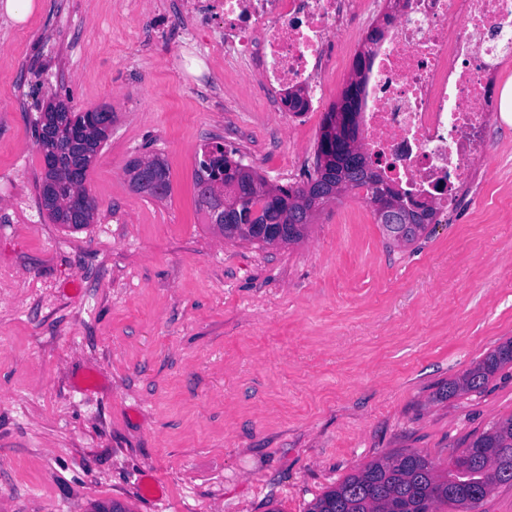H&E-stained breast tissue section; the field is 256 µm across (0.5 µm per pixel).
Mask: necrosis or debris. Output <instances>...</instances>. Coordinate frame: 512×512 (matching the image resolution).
Returning a JSON list of instances; mask_svg holds the SVG:
<instances>
[{
	"label": "necrosis or debris",
	"mask_w": 512,
	"mask_h": 512,
	"mask_svg": "<svg viewBox=\"0 0 512 512\" xmlns=\"http://www.w3.org/2000/svg\"><path fill=\"white\" fill-rule=\"evenodd\" d=\"M383 0H185L221 24L224 70L289 127L308 124L327 97L342 43ZM512 63V0H400L374 47L363 92L360 141L401 192L447 213L470 170L493 163L501 74ZM303 90L307 107L285 110Z\"/></svg>",
	"instance_id": "4bbe7bcc"
}]
</instances>
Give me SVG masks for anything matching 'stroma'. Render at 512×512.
Masks as SVG:
<instances>
[{
    "label": "stroma",
    "instance_id": "obj_1",
    "mask_svg": "<svg viewBox=\"0 0 512 512\" xmlns=\"http://www.w3.org/2000/svg\"><path fill=\"white\" fill-rule=\"evenodd\" d=\"M0 12V512H308L408 451L443 466L512 416V366L451 380L512 338V126L452 214L400 246L348 192L295 245L228 241L195 207L223 140L276 185L307 180L324 120L288 130L246 77L194 83L180 0H33ZM113 112L93 224L38 208L46 102ZM158 153L164 200L124 172Z\"/></svg>",
    "mask_w": 512,
    "mask_h": 512
}]
</instances>
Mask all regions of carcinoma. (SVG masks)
Instances as JSON below:
<instances>
[{"label":"carcinoma","mask_w":512,"mask_h":512,"mask_svg":"<svg viewBox=\"0 0 512 512\" xmlns=\"http://www.w3.org/2000/svg\"><path fill=\"white\" fill-rule=\"evenodd\" d=\"M363 84L351 85L345 89L341 106H332L330 112L341 109L343 129L351 137L336 136L332 139L320 134L314 173L301 186H278L281 196L270 204L256 195L243 201L227 216V225L247 223L263 224L284 216L282 243L297 244L305 237L308 225L292 222L295 200L308 197L315 211L338 200L329 193L337 184L344 189L361 187L366 189L367 202L371 205L384 192L381 176L367 172L372 160L366 154L352 155L348 140L358 136L360 95ZM91 126L89 113L69 112L66 121L52 124L51 139L45 145L58 150L64 167L42 172L39 183V208L46 212L54 224L81 230L94 220L96 206L87 200L83 219L68 221L61 206L48 202L47 189L57 183L60 198L71 193L69 170L73 165L87 173L109 133L98 129L94 133L88 152L80 155L74 152L73 139L85 135ZM436 211L429 209L423 219L411 224H402L394 229L384 225L392 241L410 244L424 235L431 224H437ZM512 365V340H508L489 351L462 377L448 383V393H468L482 389L499 370ZM512 486V416L493 424L487 431L474 438L453 458L445 469L437 468L432 461L417 451H409L374 461L346 476L336 485L311 503L308 512H441L444 507L454 512H474L497 487Z\"/></svg>","instance_id":"cac0c4a2"}]
</instances>
